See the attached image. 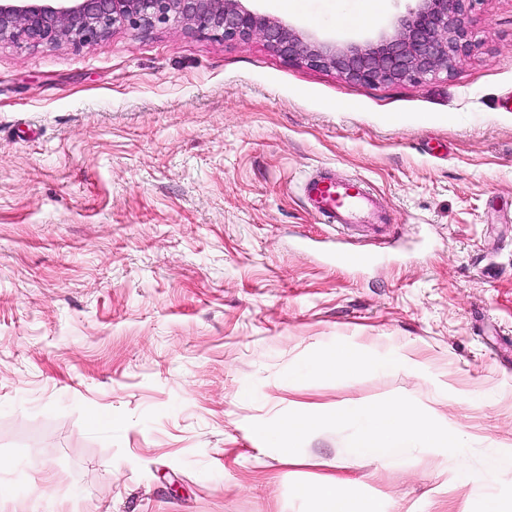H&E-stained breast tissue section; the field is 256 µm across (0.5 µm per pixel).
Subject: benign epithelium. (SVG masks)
I'll return each mask as SVG.
<instances>
[{
	"mask_svg": "<svg viewBox=\"0 0 512 512\" xmlns=\"http://www.w3.org/2000/svg\"><path fill=\"white\" fill-rule=\"evenodd\" d=\"M391 31L338 46L300 33L242 0H0V41L101 44L116 25L145 31L170 21L226 41L260 37L290 62L332 69L363 85L419 82L451 69L472 47L468 16L477 0H414Z\"/></svg>",
	"mask_w": 512,
	"mask_h": 512,
	"instance_id": "7a95c632",
	"label": "benign epithelium"
}]
</instances>
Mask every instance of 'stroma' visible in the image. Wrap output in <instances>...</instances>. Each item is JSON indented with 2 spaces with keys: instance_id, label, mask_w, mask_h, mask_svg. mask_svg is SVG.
Wrapping results in <instances>:
<instances>
[{
  "instance_id": "obj_1",
  "label": "stroma",
  "mask_w": 512,
  "mask_h": 512,
  "mask_svg": "<svg viewBox=\"0 0 512 512\" xmlns=\"http://www.w3.org/2000/svg\"><path fill=\"white\" fill-rule=\"evenodd\" d=\"M408 6L248 4L340 45ZM469 29L451 72L375 86L173 22L0 42V512L38 485L54 512H312L294 482L333 472L389 512L512 501V0ZM321 166L387 217L362 267L303 194ZM339 347L393 367L289 386ZM391 399L460 425L462 453L385 464L341 423L288 462L254 435Z\"/></svg>"
}]
</instances>
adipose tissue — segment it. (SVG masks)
I'll list each match as a JSON object with an SVG mask.
<instances>
[{
    "instance_id": "adipose-tissue-1",
    "label": "adipose tissue",
    "mask_w": 512,
    "mask_h": 512,
    "mask_svg": "<svg viewBox=\"0 0 512 512\" xmlns=\"http://www.w3.org/2000/svg\"><path fill=\"white\" fill-rule=\"evenodd\" d=\"M380 367V362L367 359L353 349L339 348L316 357L305 370L289 372L288 382L294 385L308 375L369 372ZM342 421H354L360 427L359 436L353 443L355 454L380 462L394 461L416 444L440 452L459 445L456 432L448 430L447 426L430 423L408 404L398 401L371 406L303 407L288 414L279 425L259 428L258 434L265 447L290 460L305 435L322 425ZM349 482L346 476L326 475L296 484L295 491L315 505V512H387L384 502L378 498L356 497L344 492L343 487Z\"/></svg>"
}]
</instances>
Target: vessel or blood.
Listing matches in <instances>:
<instances>
[{
	"instance_id": "vessel-or-blood-1",
	"label": "vessel or blood",
	"mask_w": 512,
	"mask_h": 512,
	"mask_svg": "<svg viewBox=\"0 0 512 512\" xmlns=\"http://www.w3.org/2000/svg\"><path fill=\"white\" fill-rule=\"evenodd\" d=\"M303 192L320 220L334 226L340 236H350L367 228L379 232L388 228L364 178L340 179L333 170L324 167L305 178Z\"/></svg>"
}]
</instances>
